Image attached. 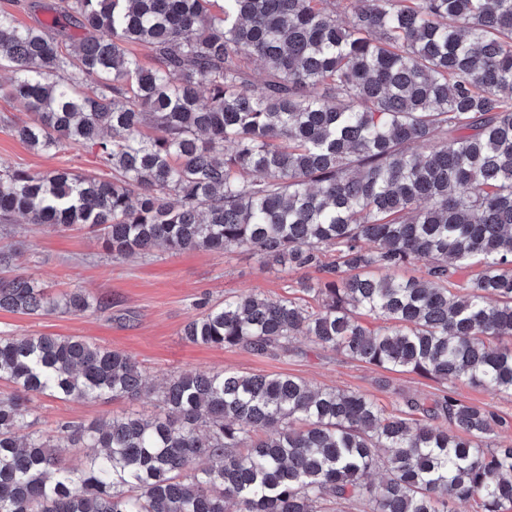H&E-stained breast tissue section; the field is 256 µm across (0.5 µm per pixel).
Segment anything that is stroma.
<instances>
[{"label": "stroma", "instance_id": "1", "mask_svg": "<svg viewBox=\"0 0 512 512\" xmlns=\"http://www.w3.org/2000/svg\"><path fill=\"white\" fill-rule=\"evenodd\" d=\"M61 0H0L23 26L58 23L63 33L80 38L77 19L60 12ZM0 165L31 173L57 168L97 173L91 147L72 145L41 152L19 140L11 123L30 120L29 112L0 98ZM0 249L11 251V268L0 276L25 274L54 293L80 289L102 301L101 309L82 314L21 315L0 310V335L79 337L130 354L146 379L160 384L180 372L224 370L242 374H289L315 386L366 393L387 409L398 405V394L416 398L438 393L439 383L416 373L377 368L315 347L308 339L293 341L287 356H257L239 348L193 345L182 336L185 324L204 307L224 299L261 292L282 295L299 279L296 271L262 265L252 252L194 250L177 254L161 251L129 258L112 257L99 235L88 228L60 230L50 224H31L23 216L0 224ZM35 427L55 432L65 423H87L130 412L151 414L154 399L65 401L48 395L32 396Z\"/></svg>", "mask_w": 512, "mask_h": 512}]
</instances>
